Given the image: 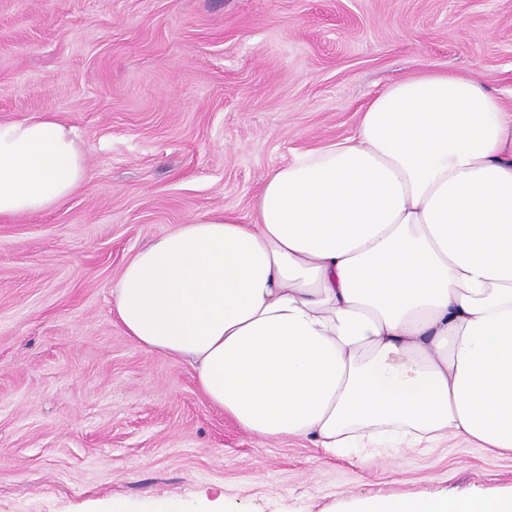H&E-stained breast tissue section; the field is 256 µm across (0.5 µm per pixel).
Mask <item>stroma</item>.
<instances>
[{
	"label": "stroma",
	"mask_w": 512,
	"mask_h": 512,
	"mask_svg": "<svg viewBox=\"0 0 512 512\" xmlns=\"http://www.w3.org/2000/svg\"><path fill=\"white\" fill-rule=\"evenodd\" d=\"M422 66L511 107L512 0H0V121L54 113L91 170L54 210L0 220V512L512 491V458L471 445L361 465L259 442L112 315L139 248L197 213L246 215L271 170L351 135Z\"/></svg>",
	"instance_id": "stroma-1"
}]
</instances>
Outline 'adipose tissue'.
I'll return each mask as SVG.
<instances>
[{"instance_id":"obj_1","label":"adipose tissue","mask_w":512,"mask_h":512,"mask_svg":"<svg viewBox=\"0 0 512 512\" xmlns=\"http://www.w3.org/2000/svg\"><path fill=\"white\" fill-rule=\"evenodd\" d=\"M88 177L53 113L0 122V219L53 210ZM112 311L258 439L512 456V111L421 68L350 136L272 170L247 216L196 214L152 238ZM352 512H512V492L381 495Z\"/></svg>"}]
</instances>
